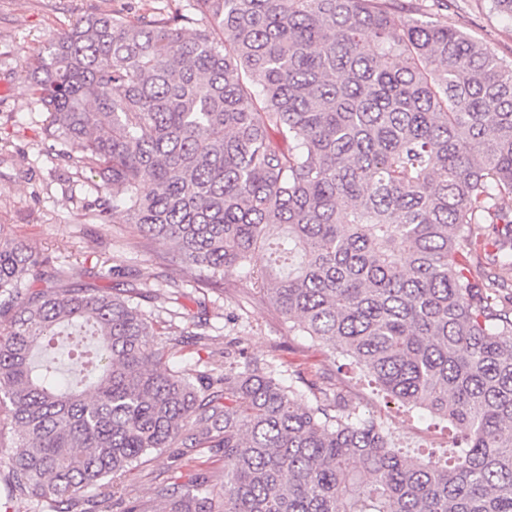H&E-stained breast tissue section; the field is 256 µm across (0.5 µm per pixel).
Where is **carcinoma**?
<instances>
[{"instance_id":"carcinoma-1","label":"carcinoma","mask_w":512,"mask_h":512,"mask_svg":"<svg viewBox=\"0 0 512 512\" xmlns=\"http://www.w3.org/2000/svg\"><path fill=\"white\" fill-rule=\"evenodd\" d=\"M162 2L77 19L26 76L46 137L100 178L90 217L122 208L206 286L269 253L254 286L291 329L460 445L407 460L317 374L228 351L217 378L168 369L182 313L142 307L166 300L152 274L114 293L75 262L31 292L43 261L0 224V512H103L178 442L221 449L224 484L162 486L160 512H512V62L398 23L401 0Z\"/></svg>"}]
</instances>
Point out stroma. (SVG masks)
<instances>
[{
  "mask_svg": "<svg viewBox=\"0 0 512 512\" xmlns=\"http://www.w3.org/2000/svg\"><path fill=\"white\" fill-rule=\"evenodd\" d=\"M146 0H0V223L13 225L43 260L44 272L79 261L87 282L100 288L133 284L152 272L158 284L176 280L169 289V309L197 311L205 301L209 321L206 343L172 333L167 338L170 368L193 372L199 360L231 343H239L247 360L277 378L296 368L324 373L349 405L383 420L396 447L444 448L449 444L443 421L429 411L410 409L384 396L372 377L348 357L310 337L292 333L287 322L251 288L246 271H236L217 287H202L200 275L181 270L162 243L147 239L115 210L111 223L92 221L86 210L96 198L88 180H77L67 161L58 157L44 134L42 105L27 91L26 71L34 54L79 17L107 10L126 15ZM449 25L493 46L512 60V19L489 13L483 0H450ZM118 274H109V267ZM201 469L213 484L224 481V454L216 448L184 451L174 446L160 457H148L123 483L124 499L108 503L109 512H124L127 502L155 512L158 484L187 482Z\"/></svg>",
  "mask_w": 512,
  "mask_h": 512,
  "instance_id": "obj_1",
  "label": "stroma"
}]
</instances>
